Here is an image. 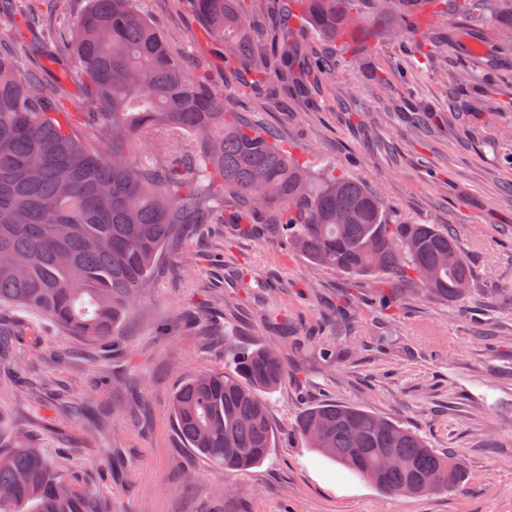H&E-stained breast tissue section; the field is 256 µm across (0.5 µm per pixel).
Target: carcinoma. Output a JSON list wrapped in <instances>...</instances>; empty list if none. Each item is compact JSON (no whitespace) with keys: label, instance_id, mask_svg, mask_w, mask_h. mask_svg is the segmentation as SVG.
Masks as SVG:
<instances>
[{"label":"carcinoma","instance_id":"obj_1","mask_svg":"<svg viewBox=\"0 0 512 512\" xmlns=\"http://www.w3.org/2000/svg\"><path fill=\"white\" fill-rule=\"evenodd\" d=\"M0 0L15 45L0 48V304L32 309L72 336L103 344L119 335L139 288L166 242L185 224L226 220L277 224L288 250L347 280H411L422 294L456 303L474 272L448 231L395 218L381 196L334 166L314 169L265 128L223 101L211 75L183 69L140 0H88L66 27L88 91L79 112L108 145L96 151L71 133L69 110L44 90L21 60L57 58L48 43H29L35 18ZM224 45V82L274 88L311 102L339 68L336 55L309 50L301 27L345 54L349 30L419 38L431 72L446 67L431 30L448 22L486 29L492 46L512 48V0H186ZM268 26L251 34V23ZM140 142L151 161L138 164ZM267 328L286 339L288 316L275 307ZM19 329L0 315V371L23 359L10 348ZM273 347L236 349L222 369L187 376L171 411L183 445L226 471L261 464L275 441L264 395L287 373ZM295 432L308 448L391 494L457 488L461 458L430 447L417 432L358 406L307 408ZM393 454L398 467L383 458ZM69 457L52 460L11 437L0 448V512H112L95 493L65 477ZM433 475L437 483L429 485Z\"/></svg>","mask_w":512,"mask_h":512}]
</instances>
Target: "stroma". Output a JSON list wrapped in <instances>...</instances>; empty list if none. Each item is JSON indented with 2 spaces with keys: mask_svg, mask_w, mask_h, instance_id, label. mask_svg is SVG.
Returning a JSON list of instances; mask_svg holds the SVG:
<instances>
[{
  "mask_svg": "<svg viewBox=\"0 0 512 512\" xmlns=\"http://www.w3.org/2000/svg\"><path fill=\"white\" fill-rule=\"evenodd\" d=\"M40 23L33 39L63 42L64 19L86 0H23ZM149 19L188 73L224 80L222 49L183 0H144ZM448 67L472 74L468 92L447 76L420 72L400 107L388 108L373 78L398 79L406 45L373 38L360 46L314 104L279 107L229 86L224 96L314 167L333 165L375 188L389 211L448 229L471 263L465 305L397 288L395 319L376 306L379 282L347 289L341 276L288 252L276 225L258 236L236 224H191L166 247L147 288L111 346L86 345L43 315L13 307L27 382L0 375V426L35 447L74 456L67 479L96 489L112 512H512V108L474 113L476 94L512 99V53L485 30L449 31ZM189 257L185 270L174 254ZM246 268L251 286L233 285ZM353 293L348 319L336 301ZM215 298L212 328L242 343L270 340L266 307L287 310L307 349L295 377L269 399L275 446L258 466L227 472L183 448L171 396L192 372L223 367L224 345L201 343L181 311ZM334 347L336 364L322 351ZM340 401L413 427L434 448L461 456L465 478L451 491L391 496L306 447L294 433L308 407Z\"/></svg>",
  "mask_w": 512,
  "mask_h": 512,
  "instance_id": "1",
  "label": "stroma"
}]
</instances>
